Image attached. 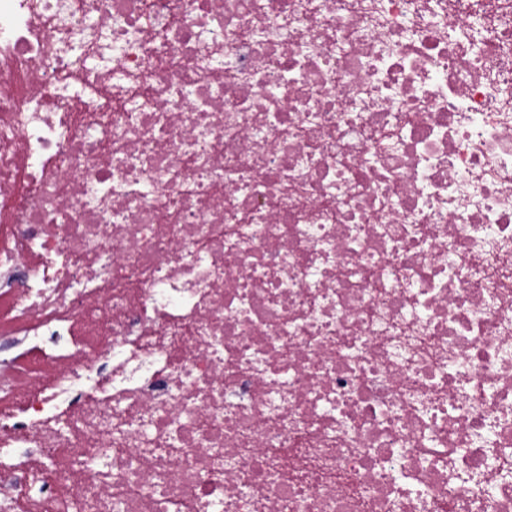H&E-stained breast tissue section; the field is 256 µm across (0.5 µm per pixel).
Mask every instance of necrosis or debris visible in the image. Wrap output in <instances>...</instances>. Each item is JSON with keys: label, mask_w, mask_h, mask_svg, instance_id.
<instances>
[{"label": "necrosis or debris", "mask_w": 512, "mask_h": 512, "mask_svg": "<svg viewBox=\"0 0 512 512\" xmlns=\"http://www.w3.org/2000/svg\"><path fill=\"white\" fill-rule=\"evenodd\" d=\"M0 512H512V0H0Z\"/></svg>", "instance_id": "obj_1"}]
</instances>
